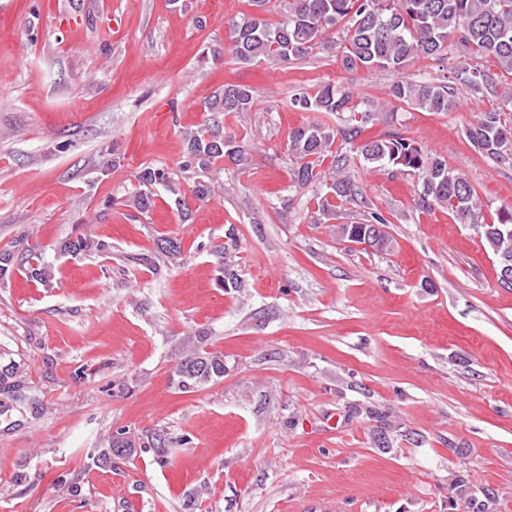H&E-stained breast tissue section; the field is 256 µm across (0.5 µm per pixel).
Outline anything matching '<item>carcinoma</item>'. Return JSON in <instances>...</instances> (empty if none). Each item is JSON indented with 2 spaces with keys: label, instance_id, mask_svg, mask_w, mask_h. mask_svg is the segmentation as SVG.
Listing matches in <instances>:
<instances>
[{
  "label": "carcinoma",
  "instance_id": "1",
  "mask_svg": "<svg viewBox=\"0 0 512 512\" xmlns=\"http://www.w3.org/2000/svg\"><path fill=\"white\" fill-rule=\"evenodd\" d=\"M276 2L284 20L276 24L264 17L270 2ZM257 10L229 22L228 51L243 65L265 60L289 63L302 61L313 53L335 47L340 61L349 71L384 70L396 76L388 88L389 102L375 109L358 112L352 106V92L334 83L322 85L314 93L299 92L291 98L293 108L303 112H320L345 116L337 125L313 122L290 132L288 152L294 163L292 186L312 189L318 210L329 213L336 205L362 202L359 186L346 172L347 157L333 146L340 140L354 146L367 164L391 166L413 171L421 176L418 206H439L451 214L458 224L477 229L495 255L499 265V281L512 288V210H502L489 222L483 204L468 179L448 166L436 155L423 152L396 132L361 142L366 124L377 120L394 123V112L400 105H410L431 112H449L458 105L455 83H460L481 98L497 102L496 108L481 113L475 124L466 129V137L486 158L512 165V0H253ZM340 41L330 40L332 31ZM457 40L465 53L464 63L455 70V80L410 82L400 78L403 71L418 59L441 60L448 55V39ZM254 103V91L248 85L226 84L207 104L215 117L186 134L187 159L179 171L192 182L191 199L178 200L183 218L192 214L191 205L213 198L218 182L216 163L239 169L250 163V145L226 133L224 121L217 116L248 112ZM330 160V174L321 171ZM139 190L133 205L141 213L148 211L156 195V187L172 190L173 173L167 168L145 167L138 171ZM342 238L376 252H388L393 238L387 231V220L376 213L370 218L345 224ZM238 240L234 229L224 233V242L212 247L217 258L224 288L241 287L235 261ZM61 252L72 259L107 255L110 246L85 235L70 237ZM182 252L181 241L160 236L154 249L127 258L131 267H148L154 271L175 261ZM11 271L26 274L27 279L41 285L51 277L49 266L35 247L24 245L0 251V277ZM14 363L0 365V398L24 401L21 384L16 380ZM177 386L184 392L224 378V355L198 351L180 361L175 368ZM167 433L158 430L147 436V447L162 455L169 447ZM136 440L126 428L117 430L109 439L107 450L96 461L112 462V458L128 457L135 452Z\"/></svg>",
  "mask_w": 512,
  "mask_h": 512
}]
</instances>
